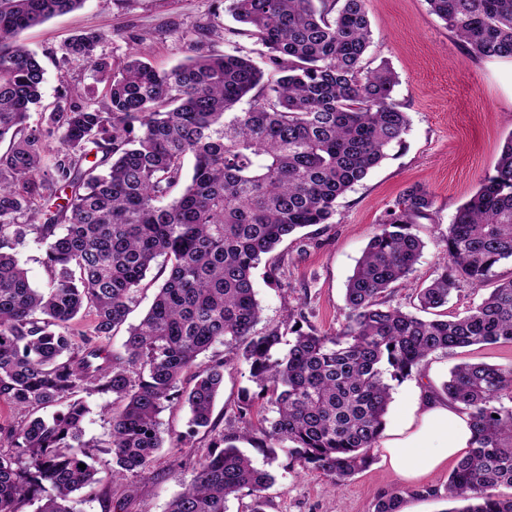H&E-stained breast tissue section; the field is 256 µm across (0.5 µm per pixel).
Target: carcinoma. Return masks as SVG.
<instances>
[{
	"label": "carcinoma",
	"mask_w": 512,
	"mask_h": 512,
	"mask_svg": "<svg viewBox=\"0 0 512 512\" xmlns=\"http://www.w3.org/2000/svg\"><path fill=\"white\" fill-rule=\"evenodd\" d=\"M85 0H0V397L21 410L54 407L14 429L0 428V512H74L71 495L147 469L164 440L159 415L184 400L191 432L215 431V399L231 357L257 390H241L242 434H221L167 512H228L251 498L265 512L274 477L236 445L282 449L338 487L375 459L391 399L387 379L418 376L431 354L512 343V132L493 172L456 212L440 273L417 294L432 315L466 283L496 285L450 319L390 304L424 243L415 224L433 197L411 186L385 211L345 288L334 336L304 306L256 335L262 308L253 270L284 239L329 225L337 200L403 145L406 112L393 99L398 74L369 67L366 0H224L258 46L256 56L216 50L168 71L135 51L118 64L96 54L98 33L74 37L62 60H85L105 95L59 96L30 123L44 69L19 43L28 28ZM469 55L512 59V0H427ZM59 148L43 169L47 142ZM64 203H58L59 193ZM44 246L47 285L35 288L16 258L27 238ZM169 271L142 319L128 322L141 282L158 258ZM90 315L75 338L72 325ZM120 348L110 341L120 330ZM204 367L200 355L214 346ZM194 371L190 391L182 377ZM468 413V453L439 488L420 496L457 503L448 512H512V366L461 363L442 386ZM110 394L112 469L100 475L84 440L81 395ZM264 402L274 416L252 423ZM85 468H80V465ZM404 491L376 497L372 512H401Z\"/></svg>",
	"instance_id": "1"
}]
</instances>
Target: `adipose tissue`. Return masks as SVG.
<instances>
[{"label":"adipose tissue","mask_w":512,"mask_h":512,"mask_svg":"<svg viewBox=\"0 0 512 512\" xmlns=\"http://www.w3.org/2000/svg\"><path fill=\"white\" fill-rule=\"evenodd\" d=\"M472 429L466 413L428 385L416 386L400 424L387 431L383 461L407 485L459 460L470 446Z\"/></svg>","instance_id":"1"}]
</instances>
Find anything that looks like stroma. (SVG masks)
I'll list each match as a JSON object with an SVG mask.
<instances>
[{"mask_svg": "<svg viewBox=\"0 0 512 512\" xmlns=\"http://www.w3.org/2000/svg\"><path fill=\"white\" fill-rule=\"evenodd\" d=\"M367 11L373 38L370 63L389 62L399 75L393 96L410 118L404 144L340 199L333 224L310 227L263 258L254 273V291L263 309L256 332L283 325L289 310L301 304L320 333H336L344 321L347 280L386 209L405 189L421 185L434 196L432 220L416 227L425 247L413 273L388 296L392 305L412 310L419 288L439 272L444 238L457 208L492 171L512 132V60L468 56L430 13L426 0H367ZM232 24L224 0H85L80 9L20 35L45 71L42 98L31 118L39 120L51 111L61 93L80 96L92 85L84 60L62 58L63 46L78 34H102L98 54L119 60L138 49L155 68L168 70L196 56L193 31L200 25L210 26L206 43L213 49H251L246 37L225 39L224 30ZM270 264L279 268V284L266 277ZM462 362L512 365V344L437 352L424 362L423 371L438 387ZM248 384L246 364L232 361L214 407L224 432L240 431L237 405ZM189 418L187 406L176 401L162 411L160 431L166 446L136 478L134 496H127L123 485L112 484L106 500H78L76 512H104L107 501L124 502L125 512H166L168 502L192 479L196 459L216 438L202 430L190 433ZM184 436L190 439L187 447H175V440ZM241 449L274 477L265 492L267 512H371L376 496L403 486L382 463L379 448L368 469L336 488L321 473L300 467L287 452L273 457L246 443Z\"/></svg>", "mask_w": 512, "mask_h": 512, "instance_id": "1", "label": "stroma"}]
</instances>
